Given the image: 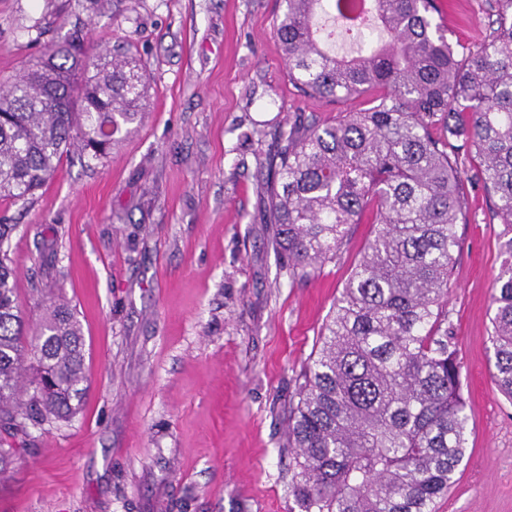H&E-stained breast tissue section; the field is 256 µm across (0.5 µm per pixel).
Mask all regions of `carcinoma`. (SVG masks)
I'll return each mask as SVG.
<instances>
[{
    "mask_svg": "<svg viewBox=\"0 0 512 512\" xmlns=\"http://www.w3.org/2000/svg\"><path fill=\"white\" fill-rule=\"evenodd\" d=\"M274 30L288 80L325 103L365 99L331 120L301 113L258 157L271 244L302 279L336 257L354 224H374L322 324L288 407L295 454L289 512H433L465 454L466 401L448 326L455 227L475 181L504 224L495 278L492 378L512 402V0H493L479 44L448 40L437 0H371L376 40L339 56L345 0H284ZM57 14L39 54L0 87V201L28 204L77 155L102 162L135 131L147 77L135 55L93 43ZM0 221V471L46 424L70 422L86 391L73 305L44 300L32 324Z\"/></svg>",
    "mask_w": 512,
    "mask_h": 512,
    "instance_id": "carcinoma-1",
    "label": "carcinoma"
}]
</instances>
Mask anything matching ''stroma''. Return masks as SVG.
I'll return each instance as SVG.
<instances>
[{
    "label": "stroma",
    "mask_w": 512,
    "mask_h": 512,
    "mask_svg": "<svg viewBox=\"0 0 512 512\" xmlns=\"http://www.w3.org/2000/svg\"><path fill=\"white\" fill-rule=\"evenodd\" d=\"M47 0H0V83L38 51ZM69 23L131 46L150 76L146 114L103 163L65 161L32 203L4 204L15 286L75 305L88 389L68 423L33 431L0 474V512H288V404L372 227L290 282L263 222L257 158L278 121L337 106L288 81L280 0H68ZM439 24L481 42L488 0H453ZM259 128L262 141L244 140ZM457 224L448 320L467 402L464 460L435 512H512V403L495 386L491 334L503 229L480 187ZM62 228L51 273L38 236Z\"/></svg>",
    "instance_id": "35a3bbf8"
}]
</instances>
